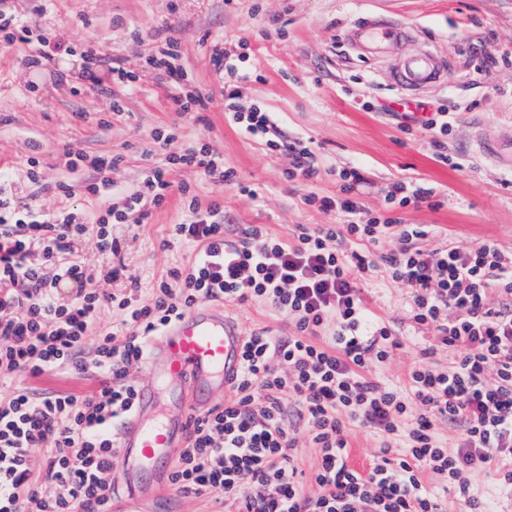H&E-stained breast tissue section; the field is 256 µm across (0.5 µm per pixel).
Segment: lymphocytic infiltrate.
Segmentation results:
<instances>
[{
	"mask_svg": "<svg viewBox=\"0 0 512 512\" xmlns=\"http://www.w3.org/2000/svg\"><path fill=\"white\" fill-rule=\"evenodd\" d=\"M162 43L151 64L166 73L175 111L206 110L211 95L187 89L173 64L177 38ZM238 118L287 153L289 175L316 177L313 153L286 140L273 113L255 107ZM167 161L147 168L135 193L92 215L66 191L55 211H43L34 196L10 192L11 171L0 170V385L13 386L0 398V512H112L116 429L138 401L129 370L145 364L151 339L202 303H260L288 328L248 332L228 399L191 415L169 475L182 494L220 512H442L439 491L449 488L468 512H483L467 479L479 464L494 472L499 493L512 495L511 252L450 238L423 247L428 227L373 217L361 201L365 179L351 170L341 175L342 202L319 201L348 223L300 224L286 237L260 224L228 228L223 205L181 187L185 218L160 247L186 258L146 281L124 262L125 235L166 204L169 169L238 184L206 143ZM90 240L105 269L83 260ZM390 240L394 250L382 253ZM374 275L407 289L409 319L434 335L402 386L379 375L401 341L363 298ZM104 280L112 291H102ZM438 349L452 351L448 365L432 362ZM73 371L96 380L95 389L40 392L19 382ZM445 425L456 427L455 442ZM355 426L380 448L365 471L349 464ZM302 443L316 453L311 494L296 478ZM426 471L438 486L423 482Z\"/></svg>",
	"mask_w": 512,
	"mask_h": 512,
	"instance_id": "f902f5d3",
	"label": "lymphocytic infiltrate"
}]
</instances>
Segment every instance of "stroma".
I'll return each mask as SVG.
<instances>
[{"label": "stroma", "mask_w": 512, "mask_h": 512, "mask_svg": "<svg viewBox=\"0 0 512 512\" xmlns=\"http://www.w3.org/2000/svg\"><path fill=\"white\" fill-rule=\"evenodd\" d=\"M4 6L36 21V34L50 41L64 37L72 48L32 66L27 45L0 44V163L12 167L19 194L35 192L42 210L51 211L59 204L58 184L66 182L74 204L93 213L100 203L86 188L96 178L95 159L125 156L113 177L119 196L138 188L145 166L165 163L169 152L193 142L209 143L240 177L237 190L192 170H171L174 192L128 239L125 262L135 272L158 274L185 258L159 247L184 217L177 185L191 184L202 202L223 203L225 223L262 224L286 237L300 224L346 223L343 212L323 211L305 198L338 196V174L351 168L368 181L362 197L368 211L430 226L424 247L449 236L465 246L493 241L512 251V170L476 145L477 138L498 141L512 132V0H5ZM382 9L417 30L416 48L447 62L444 82L427 90L419 106L438 103L449 112V162L439 161L429 132L394 116L389 68L343 42L346 27ZM168 28L180 39V62L193 86L215 93L208 111L176 114L165 75L147 64ZM241 41L248 77L231 111L216 94L211 45ZM90 53L121 59L137 79L135 89L82 84ZM117 97L124 106L118 116L112 113ZM256 106L273 112L290 139L309 147L320 167L317 178L287 179V154L241 130L237 113ZM171 125L178 133L169 148L142 157L148 134ZM69 150L84 156L77 167L67 164ZM32 156L40 161L34 184L26 164ZM404 181L431 187L432 198L392 207L389 194ZM251 187L259 188V197L248 195ZM363 297L405 337L382 372L385 380L405 384L417 346L433 336L426 331L410 340L406 289L368 287Z\"/></svg>", "instance_id": "35a3bbf8"}]
</instances>
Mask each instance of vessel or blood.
Masks as SVG:
<instances>
[{"label": "vessel or blood", "instance_id": "1", "mask_svg": "<svg viewBox=\"0 0 512 512\" xmlns=\"http://www.w3.org/2000/svg\"><path fill=\"white\" fill-rule=\"evenodd\" d=\"M410 34L402 21L371 14L347 27L343 39L361 55L379 60L396 54ZM397 56L392 88L397 104L409 108L424 88L442 83L445 66L430 50ZM243 341L241 329L223 307L202 304L154 342L147 358L149 380L139 386L137 408L118 433V465L129 489L160 490L174 449L185 441L191 410L207 409L238 376Z\"/></svg>", "mask_w": 512, "mask_h": 512}]
</instances>
